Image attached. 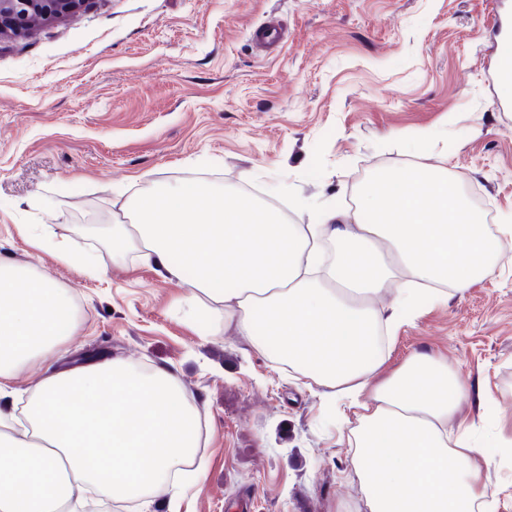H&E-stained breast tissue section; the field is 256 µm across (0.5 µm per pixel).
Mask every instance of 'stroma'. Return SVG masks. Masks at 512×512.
Here are the masks:
<instances>
[{
  "label": "stroma",
  "mask_w": 512,
  "mask_h": 512,
  "mask_svg": "<svg viewBox=\"0 0 512 512\" xmlns=\"http://www.w3.org/2000/svg\"><path fill=\"white\" fill-rule=\"evenodd\" d=\"M512 0H89L64 20L0 39V258L46 270L78 305L65 344L20 371L120 359L164 366L208 425L200 491L112 512H361L355 420L327 387L270 350L177 310L185 288L154 264L117 265L79 232L90 210L204 176L248 186L295 224L354 212L377 172L425 165L512 214V112L496 107L495 20ZM92 254L98 273L31 246L25 225ZM508 259L463 292L424 300L394 328L383 373L419 349L471 388L459 416L494 460L512 512V235Z\"/></svg>",
  "instance_id": "1"
}]
</instances>
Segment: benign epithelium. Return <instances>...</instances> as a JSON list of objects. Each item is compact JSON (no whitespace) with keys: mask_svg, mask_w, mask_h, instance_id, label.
<instances>
[{"mask_svg":"<svg viewBox=\"0 0 512 512\" xmlns=\"http://www.w3.org/2000/svg\"><path fill=\"white\" fill-rule=\"evenodd\" d=\"M86 0H0V38L28 33L38 20L50 23L78 12Z\"/></svg>","mask_w":512,"mask_h":512,"instance_id":"7a95c632","label":"benign epithelium"}]
</instances>
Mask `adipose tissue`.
<instances>
[{"instance_id": "obj_1", "label": "adipose tissue", "mask_w": 512, "mask_h": 512, "mask_svg": "<svg viewBox=\"0 0 512 512\" xmlns=\"http://www.w3.org/2000/svg\"><path fill=\"white\" fill-rule=\"evenodd\" d=\"M96 235L112 256L162 267L186 287L187 321L268 343L297 373L355 409L350 477L366 512H493L480 450L450 435L470 391L447 360L417 351L388 377L375 348L399 312L431 288L462 291L501 261L481 215L447 172L427 166L375 176L355 212L291 224L238 191L204 182L163 187L126 224ZM410 286H400L401 276ZM390 290L389 309L375 298ZM78 328L49 275L0 259V512H82L175 492L174 464L193 463L197 410L175 371L121 360L52 371L30 391L16 429L17 370Z\"/></svg>"}]
</instances>
